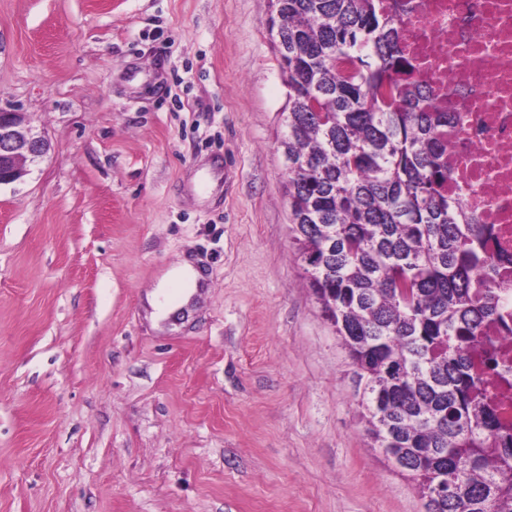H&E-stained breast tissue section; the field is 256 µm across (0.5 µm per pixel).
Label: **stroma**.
Here are the masks:
<instances>
[{
	"label": "stroma",
	"mask_w": 512,
	"mask_h": 512,
	"mask_svg": "<svg viewBox=\"0 0 512 512\" xmlns=\"http://www.w3.org/2000/svg\"><path fill=\"white\" fill-rule=\"evenodd\" d=\"M269 10L0 0V108L48 143L0 188V512H425L292 242ZM200 279L199 272L188 261H182L170 269H168L160 278L159 289L155 296L154 308L156 312L153 314L156 320H165L170 314V303L167 297L160 301V297L164 296L166 289L170 286L183 287L182 295L188 302L198 288Z\"/></svg>",
	"instance_id": "obj_1"
}]
</instances>
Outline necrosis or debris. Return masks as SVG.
Wrapping results in <instances>:
<instances>
[{
	"instance_id": "obj_1",
	"label": "necrosis or debris",
	"mask_w": 512,
	"mask_h": 512,
	"mask_svg": "<svg viewBox=\"0 0 512 512\" xmlns=\"http://www.w3.org/2000/svg\"><path fill=\"white\" fill-rule=\"evenodd\" d=\"M395 18L414 80L458 119L448 192L512 255V0H403Z\"/></svg>"
}]
</instances>
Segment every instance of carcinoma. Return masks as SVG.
<instances>
[{
    "instance_id": "1",
    "label": "carcinoma",
    "mask_w": 512,
    "mask_h": 512,
    "mask_svg": "<svg viewBox=\"0 0 512 512\" xmlns=\"http://www.w3.org/2000/svg\"><path fill=\"white\" fill-rule=\"evenodd\" d=\"M288 83L286 193L311 289L355 367L366 432L425 512H512L489 224L448 197V128L383 0H271ZM441 499L431 498L436 487ZM487 383L489 392L497 396L505 420L512 422V387L501 383L497 376L488 377Z\"/></svg>"
}]
</instances>
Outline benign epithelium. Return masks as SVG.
I'll use <instances>...</instances> for the list:
<instances>
[{
    "mask_svg": "<svg viewBox=\"0 0 512 512\" xmlns=\"http://www.w3.org/2000/svg\"><path fill=\"white\" fill-rule=\"evenodd\" d=\"M47 151L24 112L0 109V186L21 180L27 166Z\"/></svg>",
    "mask_w": 512,
    "mask_h": 512,
    "instance_id": "benign-epithelium-1",
    "label": "benign epithelium"
}]
</instances>
